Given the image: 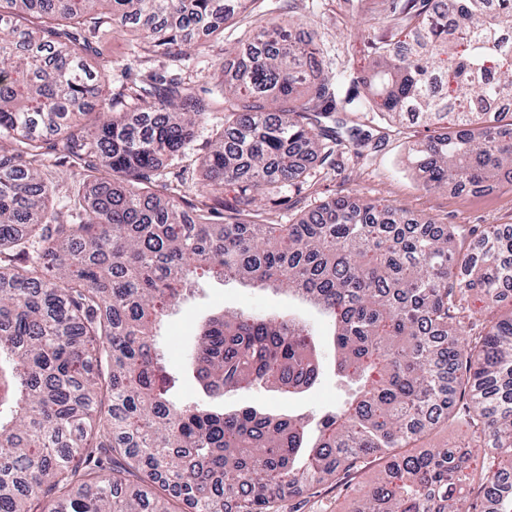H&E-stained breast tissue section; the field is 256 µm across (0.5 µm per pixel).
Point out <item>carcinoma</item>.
<instances>
[{
  "instance_id": "obj_1",
  "label": "carcinoma",
  "mask_w": 512,
  "mask_h": 512,
  "mask_svg": "<svg viewBox=\"0 0 512 512\" xmlns=\"http://www.w3.org/2000/svg\"><path fill=\"white\" fill-rule=\"evenodd\" d=\"M245 0H0V512H271L285 491L338 483L385 459L355 512H512V311L463 329L471 294L501 303L512 281V229L466 252L459 229L377 201L343 197L293 224L242 219L257 196L326 160L327 120L354 107L433 130L413 164L427 191L512 184V0H407L396 37L368 39L369 78L315 75L291 43L295 23L263 27L242 71L224 72V127L188 210L158 182L217 102L190 85L153 83L135 125V88L105 94L112 60L82 31L143 28L184 55L194 35ZM110 111L93 123L91 102ZM453 120L464 133L448 134ZM83 166L74 214L50 207V151ZM239 185L237 206L224 184ZM100 185L84 211L86 184ZM254 288H287L333 322L336 371L356 385L318 417L212 411L173 396L156 327L198 270ZM314 329L292 316L234 312L201 327L191 359L212 396L270 386L293 394L320 376ZM466 389L467 449L409 448L448 421Z\"/></svg>"
}]
</instances>
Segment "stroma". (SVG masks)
I'll list each match as a JSON object with an SVG mask.
<instances>
[{"label": "stroma", "mask_w": 512, "mask_h": 512, "mask_svg": "<svg viewBox=\"0 0 512 512\" xmlns=\"http://www.w3.org/2000/svg\"><path fill=\"white\" fill-rule=\"evenodd\" d=\"M394 8L393 0H250L247 9L223 32L175 59L150 47L141 33L115 28L101 38L97 47L112 61L105 76L111 91L142 84L154 75L168 83L193 86L206 94L223 81L224 73L238 69L239 45L258 27L293 17L300 32L317 52L319 68L326 76L347 70L365 74L367 64L359 49L364 39L391 36L382 20ZM223 111L210 113L207 122L193 129L190 142L179 153L165 157L159 170L165 180L178 186L190 203H198L197 189L205 180L203 160L211 149L213 128L223 125ZM387 129V137L376 150L355 156L350 149L337 148L334 164L312 158L306 161L302 181L289 182L258 196L256 205L272 224H291L304 213L317 209L340 195L381 200L406 208L411 214L438 224L457 225L464 247H471L473 227H512V185L502 184L487 192L454 189L429 192L422 188L409 164V154L426 138L424 128L403 122ZM246 310L262 315L292 313L305 320L319 336L324 375L311 389L291 396L274 388L234 390L224 396H208L197 378L189 350L200 326L221 312ZM326 318L312 306L273 289H257L236 281H201L200 289L164 317L157 344L166 363L179 377L183 399L208 408H253L271 415L304 413L319 415L344 397L337 382L333 350L327 337ZM381 460L369 462L349 477L347 486L326 481L302 488L279 503V512H353L355 492L371 485L382 469Z\"/></svg>", "instance_id": "obj_1"}]
</instances>
